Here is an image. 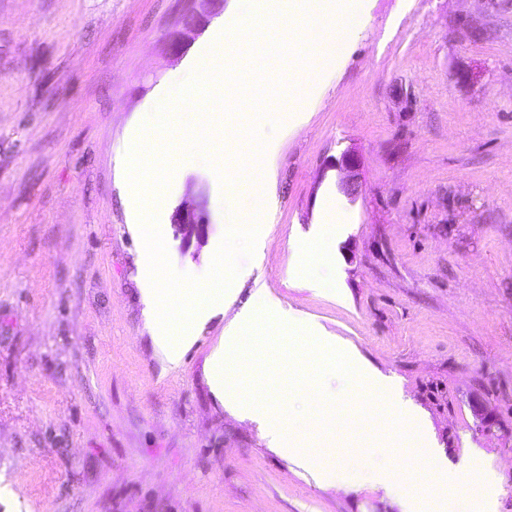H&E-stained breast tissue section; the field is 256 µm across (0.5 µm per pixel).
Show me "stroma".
Wrapping results in <instances>:
<instances>
[{"instance_id":"35a3bbf8","label":"stroma","mask_w":512,"mask_h":512,"mask_svg":"<svg viewBox=\"0 0 512 512\" xmlns=\"http://www.w3.org/2000/svg\"><path fill=\"white\" fill-rule=\"evenodd\" d=\"M192 0H0V512H399L383 490L316 483L281 431L335 475L389 461L436 496L416 430L374 440L341 422L337 375L282 389L262 430L213 391L209 359L253 289L318 320L423 413L445 458L489 455L512 512V0H363L316 71L272 65L289 94L263 110L180 116L214 151L185 156L162 200L169 260L204 276L247 199L274 180L236 302L178 368L156 354L139 280L146 255L115 165L129 123L192 62L214 23ZM358 157L359 193L336 163ZM190 206L209 233L184 246ZM321 231L345 301L297 272ZM173 224L176 232L182 236L184 244L189 245L193 240L198 244L204 243L208 228L205 217L192 207H182L175 211Z\"/></svg>"}]
</instances>
